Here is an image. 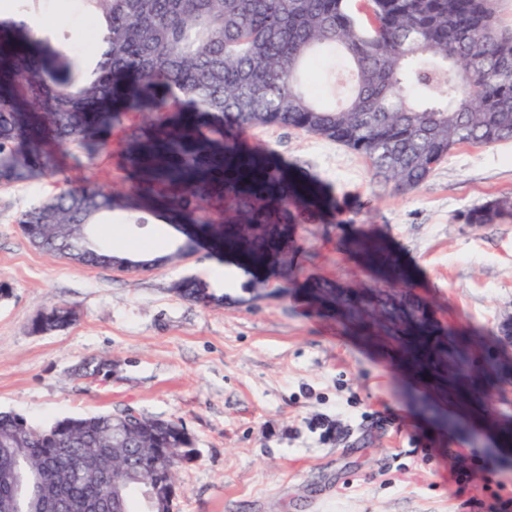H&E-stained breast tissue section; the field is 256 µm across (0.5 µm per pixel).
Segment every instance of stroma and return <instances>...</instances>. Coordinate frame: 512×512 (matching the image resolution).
Masks as SVG:
<instances>
[{"mask_svg": "<svg viewBox=\"0 0 512 512\" xmlns=\"http://www.w3.org/2000/svg\"><path fill=\"white\" fill-rule=\"evenodd\" d=\"M42 18L69 34L68 53L92 49L96 23L82 0H47ZM125 139V128L113 129L108 149L80 167L56 149L52 177L0 187V411L40 427L124 409L181 421L197 457L179 473L176 512H497L512 503V446L492 423L512 417V390L472 405L440 395L395 351L346 332L303 293L319 278L375 285L347 248L364 231L401 254L439 325L495 330L512 314V216H465L512 199V141L456 146L423 184L398 194L336 143L288 128L250 131L245 144L318 180L336 209L297 225L289 267L258 274L263 297L219 286L230 303L204 307L174 285L223 266L208 244L149 270L85 267L39 252L15 222L70 183L129 190ZM99 237L124 254L169 255L179 235L161 220L136 227L118 210ZM56 302L77 321L34 333L36 316ZM94 358L105 363L96 380L76 379ZM504 203L500 201H490L486 204L469 210L466 214L465 220L469 224H492L499 219L505 210L511 211L510 207H504Z\"/></svg>", "mask_w": 512, "mask_h": 512, "instance_id": "35a3bbf8", "label": "stroma"}]
</instances>
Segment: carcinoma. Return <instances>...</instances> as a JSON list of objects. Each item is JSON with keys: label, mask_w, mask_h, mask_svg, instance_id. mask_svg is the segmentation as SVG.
I'll return each mask as SVG.
<instances>
[{"label": "carcinoma", "mask_w": 512, "mask_h": 512, "mask_svg": "<svg viewBox=\"0 0 512 512\" xmlns=\"http://www.w3.org/2000/svg\"><path fill=\"white\" fill-rule=\"evenodd\" d=\"M40 17L45 0H15ZM105 33L95 63L84 67L37 38L20 18L0 17V186L54 174L50 158L24 147L45 139L93 156L105 134L131 112H150L146 127L127 134L140 169L131 195L94 185L72 187L22 211L16 223L31 246L89 267H112L116 253L96 225L116 209L131 224L164 210L169 224L232 254L244 269L284 260L292 226L313 224L326 200L237 140L264 127H284L335 142L369 164L397 191L422 184L457 145L490 147L512 140V22L503 0H84ZM321 53L347 63L341 103L324 106L306 65ZM504 203L469 210L468 224H493ZM91 225L75 238L71 225ZM351 248L380 269L385 285L342 288L314 281L307 296L359 335L388 346L444 391L453 384L468 401L493 382L512 384V368L481 359L489 347L439 331L428 304L409 291V275L381 240L356 238ZM186 300L208 305L224 297L190 278L175 285ZM77 319L53 305L33 322L36 333L64 330ZM0 512H87L107 500L108 512H142L146 487L176 512V471L196 458L184 425L131 413L63 418L49 428L0 413ZM112 469L104 493L101 472Z\"/></svg>", "instance_id": "1"}]
</instances>
